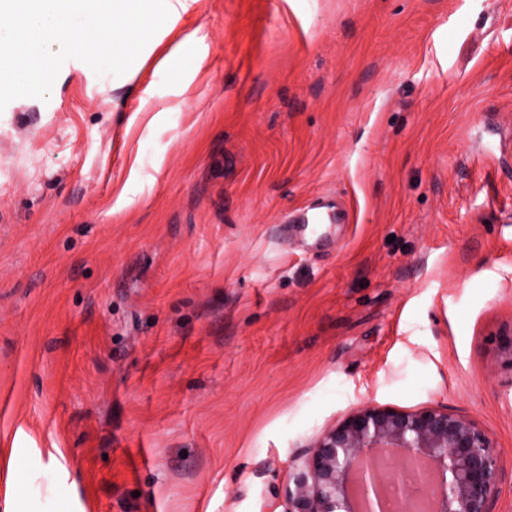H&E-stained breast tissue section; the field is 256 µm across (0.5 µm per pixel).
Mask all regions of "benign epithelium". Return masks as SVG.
<instances>
[{
  "label": "benign epithelium",
  "mask_w": 512,
  "mask_h": 512,
  "mask_svg": "<svg viewBox=\"0 0 512 512\" xmlns=\"http://www.w3.org/2000/svg\"><path fill=\"white\" fill-rule=\"evenodd\" d=\"M401 452L403 467L392 471L375 461L384 451ZM424 462L437 488L431 512H490L500 480V455L476 422L443 406L406 410L369 404L345 414L307 451L285 490L283 512H373L367 494L387 502L386 486L406 466Z\"/></svg>",
  "instance_id": "1"
}]
</instances>
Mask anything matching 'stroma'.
Segmentation results:
<instances>
[{"mask_svg": "<svg viewBox=\"0 0 512 512\" xmlns=\"http://www.w3.org/2000/svg\"><path fill=\"white\" fill-rule=\"evenodd\" d=\"M158 37L0 111V512H279L366 404L477 422L512 512V0H195ZM323 199L349 223L291 224Z\"/></svg>", "mask_w": 512, "mask_h": 512, "instance_id": "1", "label": "stroma"}]
</instances>
